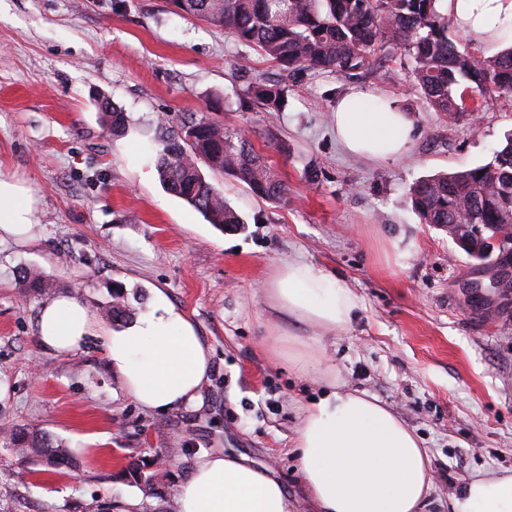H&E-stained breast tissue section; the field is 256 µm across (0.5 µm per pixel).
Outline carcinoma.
Returning a JSON list of instances; mask_svg holds the SVG:
<instances>
[{
	"instance_id": "obj_1",
	"label": "carcinoma",
	"mask_w": 512,
	"mask_h": 512,
	"mask_svg": "<svg viewBox=\"0 0 512 512\" xmlns=\"http://www.w3.org/2000/svg\"><path fill=\"white\" fill-rule=\"evenodd\" d=\"M438 2L172 0L180 14L229 31L286 77L309 70L356 76L389 61L406 64L432 111L454 120L468 111V98L490 104L512 95V48L485 56L461 46L449 36L453 19L439 10ZM283 101L279 84L258 79L243 91L239 106L253 102L277 109ZM99 111L112 134L125 132L120 109L105 99ZM159 129L154 150L163 187L209 223L236 230L244 221L224 192L206 180L203 166L235 178L262 199L277 201L287 194L286 185L241 129L193 112L179 116L175 129L162 119ZM411 198L424 224L443 231L450 224H477L483 235H495L498 225L512 219V135L489 162L421 180L411 187ZM482 264L512 272V256L495 254ZM22 283L38 292L50 288L36 268L23 272ZM10 441L20 455L39 460L48 471L73 464L68 450L44 433L16 428Z\"/></svg>"
}]
</instances>
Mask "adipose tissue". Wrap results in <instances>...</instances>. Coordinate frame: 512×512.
<instances>
[{
    "mask_svg": "<svg viewBox=\"0 0 512 512\" xmlns=\"http://www.w3.org/2000/svg\"><path fill=\"white\" fill-rule=\"evenodd\" d=\"M440 7L486 54L512 45V0H441ZM333 121L339 143L358 157L396 158L411 143L409 114L378 94L346 93ZM33 224L30 190L0 178V237L29 238ZM269 300L279 315L330 330L346 329L360 306L339 278L307 262L275 268ZM37 339L56 355L100 340L126 393L151 412L196 401L210 377L211 347L158 288L147 311L119 332L77 297L57 295L39 311ZM295 363L299 371H318L327 386L306 409L293 446L315 512H424L433 468L413 430L366 392L339 390L332 367L304 354ZM176 506L178 512H293L281 482L224 453L206 457L179 484ZM448 512H512V471L473 474L450 497Z\"/></svg>",
    "mask_w": 512,
    "mask_h": 512,
    "instance_id": "obj_1",
    "label": "adipose tissue"
}]
</instances>
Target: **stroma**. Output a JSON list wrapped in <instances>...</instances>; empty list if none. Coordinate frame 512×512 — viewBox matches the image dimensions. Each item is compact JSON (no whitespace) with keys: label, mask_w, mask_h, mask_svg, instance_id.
Returning a JSON list of instances; mask_svg holds the SVG:
<instances>
[{"label":"stroma","mask_w":512,"mask_h":512,"mask_svg":"<svg viewBox=\"0 0 512 512\" xmlns=\"http://www.w3.org/2000/svg\"><path fill=\"white\" fill-rule=\"evenodd\" d=\"M244 53L250 66L240 70ZM259 77L279 72L169 0H0V177L35 199L31 242L0 245V512H125L131 499L136 512H176L178 484L217 451L269 471L296 512H310L291 448L324 385L275 357V343L311 346L342 389L376 397L413 429L434 470L427 512H448L476 471L512 468V288L474 298L466 284L481 268L421 223L408 197L420 178L490 161L512 133V97L451 123L390 62L352 78L309 71L282 81L280 111L239 109ZM352 88L410 114L407 155L343 151L331 114ZM103 98L125 112L124 135L105 128ZM218 100L230 111L214 110ZM184 112L245 131L287 197L263 200L208 174L246 221L227 232L167 193L152 150L156 119ZM296 260L358 296L345 331L297 327L271 310L270 276ZM31 267L104 322L115 291L136 316L163 289L212 349L200 400L149 412L100 344L45 352L36 336L44 298L21 286ZM16 426L69 448L73 466L35 472L3 439ZM154 462L166 471L154 489L129 476L133 464Z\"/></svg>","instance_id":"1"}]
</instances>
